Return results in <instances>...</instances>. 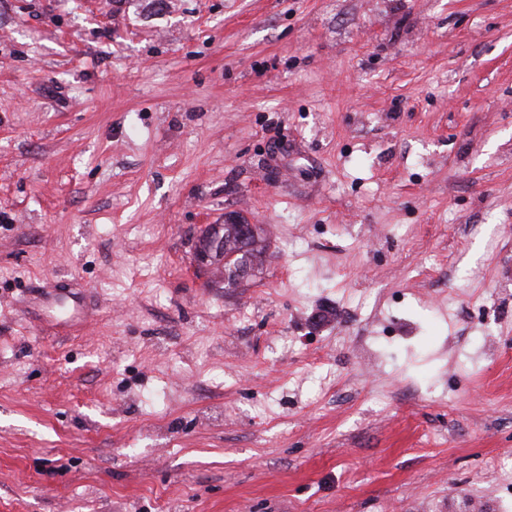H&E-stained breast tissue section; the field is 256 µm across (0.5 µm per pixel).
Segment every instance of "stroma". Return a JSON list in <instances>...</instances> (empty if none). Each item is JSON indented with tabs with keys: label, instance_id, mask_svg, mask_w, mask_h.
Segmentation results:
<instances>
[{
	"label": "stroma",
	"instance_id": "stroma-1",
	"mask_svg": "<svg viewBox=\"0 0 512 512\" xmlns=\"http://www.w3.org/2000/svg\"><path fill=\"white\" fill-rule=\"evenodd\" d=\"M0 512H512V0H0ZM239 237L237 224H224L219 229L214 227L211 236L203 238L201 241V250H206L215 239L223 240L224 250L221 258L224 260V285L228 288H234L239 284L247 266L253 270L264 260L265 249L261 245L256 224H254V232L251 235L253 247L247 253H241Z\"/></svg>",
	"mask_w": 512,
	"mask_h": 512
}]
</instances>
